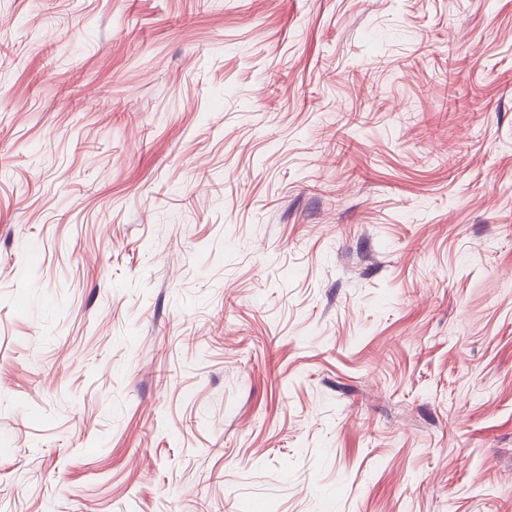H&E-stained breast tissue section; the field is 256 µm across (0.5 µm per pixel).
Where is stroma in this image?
Segmentation results:
<instances>
[{
    "mask_svg": "<svg viewBox=\"0 0 512 512\" xmlns=\"http://www.w3.org/2000/svg\"><path fill=\"white\" fill-rule=\"evenodd\" d=\"M0 512H512V0H0Z\"/></svg>",
    "mask_w": 512,
    "mask_h": 512,
    "instance_id": "1",
    "label": "stroma"
}]
</instances>
